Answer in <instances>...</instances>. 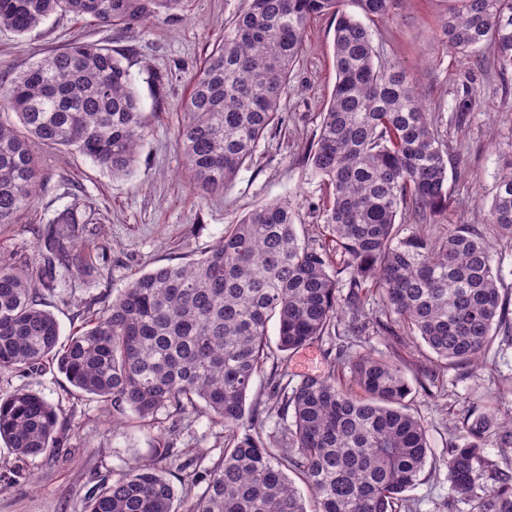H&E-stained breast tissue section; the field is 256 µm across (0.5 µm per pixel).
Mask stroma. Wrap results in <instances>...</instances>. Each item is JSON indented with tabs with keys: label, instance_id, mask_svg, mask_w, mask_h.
<instances>
[{
	"label": "stroma",
	"instance_id": "35a3bbf8",
	"mask_svg": "<svg viewBox=\"0 0 512 512\" xmlns=\"http://www.w3.org/2000/svg\"><path fill=\"white\" fill-rule=\"evenodd\" d=\"M243 6L244 0H189L179 17L130 28L70 16L51 17L25 35L0 28V75L19 73L78 39L123 56L147 123L133 169L121 177L78 152L38 146V194L12 223L0 224V263L33 272L42 263L38 229L67 208L80 216L73 244L88 264L60 272L53 290L42 296L61 339L80 327L87 305L106 308L132 277L198 258L259 205L291 201L299 236L329 245L321 218L329 189L303 158L319 133L335 83L332 16L311 21L281 101V126L261 140L252 163L223 192L202 193L176 147L189 79ZM447 11L448 0H396L387 18L368 24L378 58L399 62L426 93L427 110L448 151V210L423 223L431 236L449 234L459 224L485 230L497 149L512 142V72L501 73L489 51L479 61L452 53L442 33ZM340 345L349 355L382 356L405 370L412 406L428 428L432 450L407 496L415 512H448L455 496L443 463L448 439L467 410L488 397H500L501 415H512V345L495 342L478 367L451 369L433 382L425 376L434 367L425 345L382 330L354 336L342 322L335 337L292 353L271 349V364L254 377L248 402L272 406L273 365L286 367L295 382L322 375L333 366ZM19 388L40 393L61 410L62 443L54 455L20 457L0 441V512H81L93 488L117 478L133 461L153 460L161 445L170 450L162 466L177 490L173 512H184L189 495L204 489L200 483L185 487V480L224 453V429L201 406L183 415L161 412L153 425L143 427L132 414L77 392L52 363L38 371L0 374L1 396Z\"/></svg>",
	"mask_w": 512,
	"mask_h": 512
}]
</instances>
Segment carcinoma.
Instances as JSON below:
<instances>
[{"label": "carcinoma", "mask_w": 512, "mask_h": 512, "mask_svg": "<svg viewBox=\"0 0 512 512\" xmlns=\"http://www.w3.org/2000/svg\"><path fill=\"white\" fill-rule=\"evenodd\" d=\"M394 2L356 0L371 20L388 16ZM342 3L246 0L190 78L176 135L197 187L224 190L279 124L310 20L334 17L335 84L306 158L331 188L322 219L341 268L331 269L326 247L301 240L291 204L271 202L198 258L136 276L101 311L87 307L82 328L61 344L59 323L38 298L59 269L83 265L73 244L77 211H62L39 233L46 254L36 274L0 265V374L36 371L50 359L75 389L141 423L201 402L224 427V455L197 476L206 488L186 512H307L294 476L314 512H411L403 493L419 481L431 446L402 366L363 354L346 361L350 387L334 369L291 387L273 382L271 397L291 423L285 443L265 442L255 433L262 411L246 399L269 358L270 321L278 349L292 352L330 335L343 309L355 313L376 294L388 319L376 327L418 338L440 370L479 366L500 332L512 330V300L500 291L486 234L461 224L432 237L398 221L406 212L434 218L448 210V150L422 91L400 64L379 61L369 30ZM186 4L0 0V28L24 34L52 15L129 27L175 18ZM442 30L456 53L490 49L502 70H512V0H448ZM0 101L17 118L0 115V224L37 194L35 144L75 150L120 177L146 134L128 66L86 41L0 76ZM487 230L512 243V143L499 149ZM456 428L444 464L467 512H512V459L487 454L512 450V417L501 418L491 397ZM61 430L60 410L41 394L21 388L0 398V439L16 454L53 452ZM174 497L163 468L135 463L100 483L82 512H173Z\"/></svg>", "instance_id": "obj_1"}]
</instances>
